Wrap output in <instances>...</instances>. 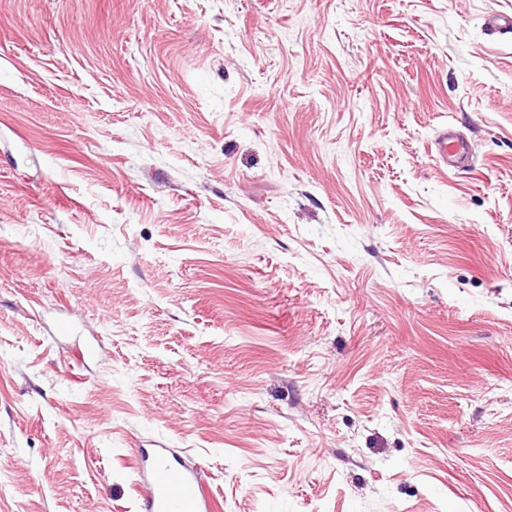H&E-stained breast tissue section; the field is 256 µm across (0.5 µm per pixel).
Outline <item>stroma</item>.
I'll use <instances>...</instances> for the list:
<instances>
[{
  "mask_svg": "<svg viewBox=\"0 0 512 512\" xmlns=\"http://www.w3.org/2000/svg\"><path fill=\"white\" fill-rule=\"evenodd\" d=\"M498 14L0 0V512H512ZM434 160L438 167L454 170L464 166L472 156L469 141L451 127L443 128L434 142ZM165 448H156L141 494L144 512H210L212 495L196 476L174 465Z\"/></svg>",
  "mask_w": 512,
  "mask_h": 512,
  "instance_id": "35a3bbf8",
  "label": "stroma"
}]
</instances>
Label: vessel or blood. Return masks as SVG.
I'll use <instances>...</instances> for the list:
<instances>
[{"label": "vessel or blood", "instance_id": "obj_1", "mask_svg": "<svg viewBox=\"0 0 512 512\" xmlns=\"http://www.w3.org/2000/svg\"><path fill=\"white\" fill-rule=\"evenodd\" d=\"M438 167L456 169L472 155L469 141L453 128H443L434 142ZM142 512H212V496L196 476L174 465L164 449H155L141 496Z\"/></svg>", "mask_w": 512, "mask_h": 512}]
</instances>
